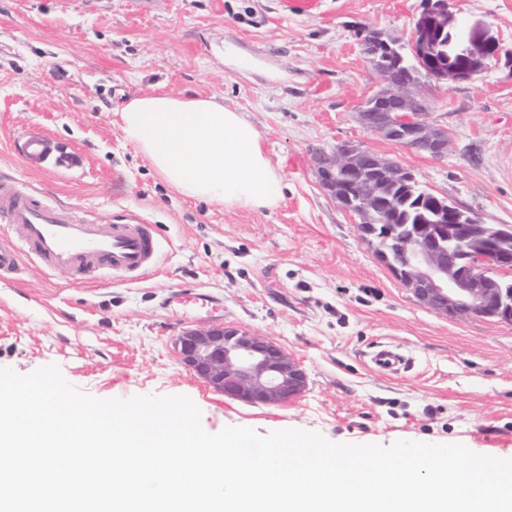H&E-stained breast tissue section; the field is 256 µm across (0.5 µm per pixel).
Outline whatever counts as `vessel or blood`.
Masks as SVG:
<instances>
[{
  "instance_id": "b4317fda",
  "label": "vessel or blood",
  "mask_w": 512,
  "mask_h": 512,
  "mask_svg": "<svg viewBox=\"0 0 512 512\" xmlns=\"http://www.w3.org/2000/svg\"><path fill=\"white\" fill-rule=\"evenodd\" d=\"M282 14L309 15L322 0H275ZM0 220L16 236L13 244L0 245V278L19 269L20 253H27L49 270L70 271L76 280L95 279L102 272L139 277L159 260V241L154 225L143 220L87 224L72 213L58 210L32 193L0 188ZM370 360L380 371L395 373L409 363L398 347L379 343Z\"/></svg>"
}]
</instances>
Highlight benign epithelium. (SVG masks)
I'll return each mask as SVG.
<instances>
[{
	"label": "benign epithelium",
	"mask_w": 512,
	"mask_h": 512,
	"mask_svg": "<svg viewBox=\"0 0 512 512\" xmlns=\"http://www.w3.org/2000/svg\"><path fill=\"white\" fill-rule=\"evenodd\" d=\"M442 24H457L448 0H425L412 28L410 52L438 86L466 81L500 57L501 42L484 23L464 26L460 55L465 68L426 64L436 53L428 33ZM387 54H367L377 79L373 97L394 100L388 112H371L361 105V125L380 138L408 150L440 159L448 153V133L423 119L424 100L419 81H397L388 70L393 56L405 46L392 38L383 42ZM322 187L358 217L359 225L373 224L396 205L393 185L415 181L412 172L389 157L342 141L333 152L316 160ZM436 220L432 224L384 226L370 240L377 260L413 294L422 306L454 320L472 317L512 322V281L497 276L512 270V229L488 227L447 198L427 189ZM181 360L196 376L225 397L250 405L281 406L306 392L308 375L302 363L278 343L252 332L224 325L187 329L175 339Z\"/></svg>",
	"instance_id": "1"
}]
</instances>
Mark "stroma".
I'll list each match as a JSON object with an SVG mask.
<instances>
[{
    "instance_id": "stroma-1",
    "label": "stroma",
    "mask_w": 512,
    "mask_h": 512,
    "mask_svg": "<svg viewBox=\"0 0 512 512\" xmlns=\"http://www.w3.org/2000/svg\"><path fill=\"white\" fill-rule=\"evenodd\" d=\"M424 0H325L280 15L271 0H0V185L36 192L88 223L121 212L154 224L159 265L135 280L79 284L24 259L0 280V367L58 365L99 399L189 397L203 428L298 429L334 443H460L512 457V323L449 319L419 304L375 257L356 218L322 187L315 157L350 140L398 158L437 195L512 226V0H452L489 24L504 57L471 80L422 84L448 153H410L361 126L373 87L361 27L408 40ZM244 112L284 179L272 209L224 210L168 186L114 114L156 88ZM47 146L35 160L23 146ZM217 294L204 313L174 291ZM213 324L266 336L301 361L304 395L283 406L225 398L180 362L182 331ZM399 346L386 374L369 346Z\"/></svg>"
}]
</instances>
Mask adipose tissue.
Returning a JSON list of instances; mask_svg holds the SVG:
<instances>
[{
  "label": "adipose tissue",
  "mask_w": 512,
  "mask_h": 512,
  "mask_svg": "<svg viewBox=\"0 0 512 512\" xmlns=\"http://www.w3.org/2000/svg\"><path fill=\"white\" fill-rule=\"evenodd\" d=\"M118 116L125 140L185 197L228 210L271 208L283 197L260 132L215 98L154 91L129 99Z\"/></svg>",
  "instance_id": "obj_1"
}]
</instances>
